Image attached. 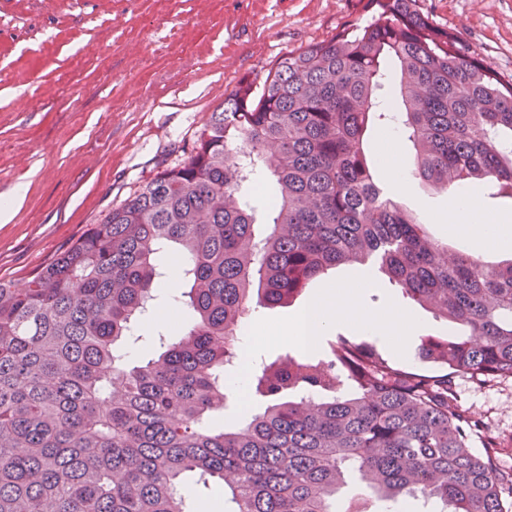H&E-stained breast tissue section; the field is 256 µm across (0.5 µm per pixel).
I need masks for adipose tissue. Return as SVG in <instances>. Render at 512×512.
Instances as JSON below:
<instances>
[{
	"label": "adipose tissue",
	"instance_id": "ef3b65f1",
	"mask_svg": "<svg viewBox=\"0 0 512 512\" xmlns=\"http://www.w3.org/2000/svg\"><path fill=\"white\" fill-rule=\"evenodd\" d=\"M445 222L453 233L477 236L488 246L512 245V220L489 216L469 195L458 194L448 207ZM373 277L345 280L331 285L317 294L289 325L276 329L275 336L307 347L341 322L362 332L379 335L397 352H404L408 336L413 330L409 314L392 311L366 312L356 300L363 289L371 287Z\"/></svg>",
	"mask_w": 512,
	"mask_h": 512
}]
</instances>
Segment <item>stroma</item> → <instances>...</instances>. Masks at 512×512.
<instances>
[{"mask_svg":"<svg viewBox=\"0 0 512 512\" xmlns=\"http://www.w3.org/2000/svg\"><path fill=\"white\" fill-rule=\"evenodd\" d=\"M366 0H0V203L27 188L9 223H0V277L23 283L87 225L141 190L189 152L211 112L240 82L261 89L288 54L365 24ZM436 26L461 34L503 77H512V0H419ZM398 198L437 239L494 262L503 250L449 233L442 221L449 193L408 180ZM339 267L317 278L289 305L259 308L249 323L290 324L322 288L361 277ZM367 310L388 307L415 320L400 355L347 323L321 339L369 343L396 367L437 373L422 362L424 337L447 338L448 326L412 304L386 280L364 289ZM454 390L477 444L503 447L512 472V377L483 382L460 376ZM369 512H436L409 499L386 507L361 492L357 475L336 498L355 497Z\"/></svg>","mask_w":512,"mask_h":512,"instance_id":"35a3bbf8","label":"stroma"}]
</instances>
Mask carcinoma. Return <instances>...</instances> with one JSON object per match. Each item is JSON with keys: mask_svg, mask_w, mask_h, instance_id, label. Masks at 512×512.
<instances>
[{"mask_svg": "<svg viewBox=\"0 0 512 512\" xmlns=\"http://www.w3.org/2000/svg\"><path fill=\"white\" fill-rule=\"evenodd\" d=\"M419 0L292 53L260 95L241 83L189 155L32 272L0 279V512H188L181 477L224 482L233 512H333L350 473L381 498L505 512L453 381L512 376V259L489 265L431 237L375 182L366 132L391 120L412 174L438 192L489 179L512 198V78ZM402 74L395 114L377 92ZM269 172L274 195L253 182ZM177 247L193 322L155 361L123 348L156 306L157 255ZM370 267L464 334L429 337L404 372L345 338L251 375L264 412L232 432L224 365L244 319L341 265Z\"/></svg>", "mask_w": 512, "mask_h": 512, "instance_id": "carcinoma-1", "label": "carcinoma"}]
</instances>
